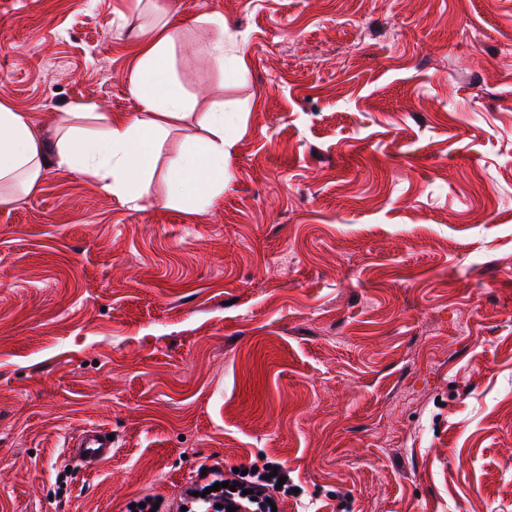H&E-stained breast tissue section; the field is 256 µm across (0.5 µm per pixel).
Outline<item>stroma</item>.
<instances>
[{
	"label": "stroma",
	"mask_w": 512,
	"mask_h": 512,
	"mask_svg": "<svg viewBox=\"0 0 512 512\" xmlns=\"http://www.w3.org/2000/svg\"><path fill=\"white\" fill-rule=\"evenodd\" d=\"M159 2L230 180L190 215L52 165L0 207V512L266 459L280 512H512V0ZM121 10L149 4L0 0V96L44 138L135 110ZM207 14L245 76L199 53ZM111 432L101 428H88L70 438L66 448L71 459H79L85 467H96L112 458Z\"/></svg>",
	"instance_id": "1"
}]
</instances>
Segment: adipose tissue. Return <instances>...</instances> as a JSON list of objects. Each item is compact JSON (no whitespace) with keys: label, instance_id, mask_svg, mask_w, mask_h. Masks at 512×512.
<instances>
[{"label":"adipose tissue","instance_id":"1","mask_svg":"<svg viewBox=\"0 0 512 512\" xmlns=\"http://www.w3.org/2000/svg\"><path fill=\"white\" fill-rule=\"evenodd\" d=\"M157 19L139 24L131 49L130 91L135 111L120 117L78 103L61 119L56 144L41 140L32 117L0 97V205L16 193L39 187L43 172L57 165L97 183L113 197L136 203L150 196L156 168L155 147L193 113L191 102L171 77L167 62L180 39L177 23ZM208 137L183 144L168 162L171 178L163 204L197 214L224 195V112L204 113Z\"/></svg>","mask_w":512,"mask_h":512}]
</instances>
